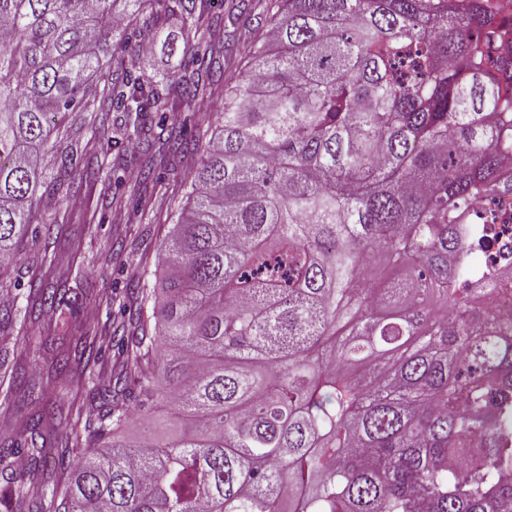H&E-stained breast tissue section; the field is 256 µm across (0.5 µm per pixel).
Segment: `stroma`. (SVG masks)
I'll return each instance as SVG.
<instances>
[{"label": "stroma", "mask_w": 512, "mask_h": 512, "mask_svg": "<svg viewBox=\"0 0 512 512\" xmlns=\"http://www.w3.org/2000/svg\"><path fill=\"white\" fill-rule=\"evenodd\" d=\"M268 0H210L208 8L217 20L227 42L237 52L233 58L213 56L212 65L223 68L225 82L243 75L249 46L261 31L256 18L263 13ZM223 85L216 86L202 105L187 113V128L193 139L206 143L222 122ZM122 115L113 110L103 112H71L58 125L60 137L74 148L71 171V193L62 202L47 200L37 221L41 224L62 222L63 232L55 237L26 235L17 247L16 262L0 266V298L9 300L12 326L0 329V364L23 365L36 382L46 387V397L62 406H83V424L94 428L96 417L88 404L87 392L79 387L71 374L49 376L50 355L35 347H22L16 336L17 326L27 335H38L49 314L28 320L24 317L28 284L41 277V257L52 258L55 265L81 270L82 285L90 296L80 298L76 313L69 320L71 336L83 332L104 336V352L96 366L100 385L109 386L116 372L115 342L128 335L131 326L118 312L119 302H135L131 288L137 281L153 283L159 265L157 244L164 239L191 190L185 154L167 158L158 165L154 181L145 183L141 173L154 155L161 130L152 139L130 140L120 127ZM111 139L112 152L102 156L98 143ZM112 169L113 179L107 183H91L82 179L89 167ZM82 242L81 253H74L70 242ZM36 407L26 393H17L9 409L0 408V448H10L20 439V428L30 421Z\"/></svg>", "instance_id": "stroma-1"}]
</instances>
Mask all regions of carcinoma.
I'll return each instance as SVG.
<instances>
[{"label": "carcinoma", "instance_id": "1", "mask_svg": "<svg viewBox=\"0 0 512 512\" xmlns=\"http://www.w3.org/2000/svg\"><path fill=\"white\" fill-rule=\"evenodd\" d=\"M249 74L228 83L224 119L189 169L192 191L157 247L165 273L151 318L129 310L113 389L57 322L40 331L52 368L98 404L82 436L70 411L65 491L4 512H512V316L486 311L499 280L469 274L479 198L512 194V103L487 74L480 34L502 31L458 0H272ZM181 18L210 42L212 22L182 0H0V260L14 258L43 196L65 197L38 168L68 112L100 105L145 133L151 112H182L217 72L182 58L165 92L113 78L110 39ZM190 145L184 127L166 139ZM28 284L24 314L69 306L53 261ZM11 370L0 405H40L25 428L33 473L58 430L43 392ZM163 408L166 438L123 432L127 403Z\"/></svg>", "mask_w": 512, "mask_h": 512}]
</instances>
